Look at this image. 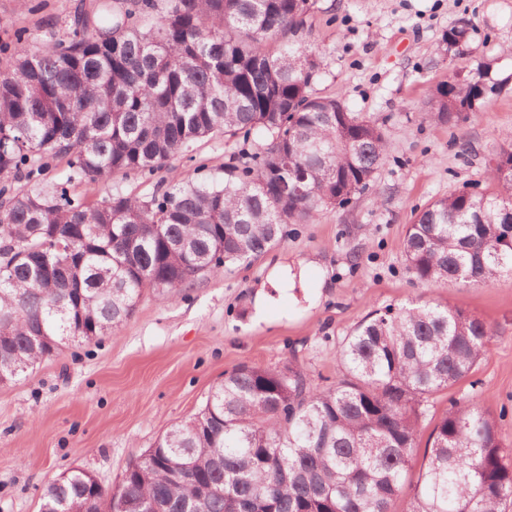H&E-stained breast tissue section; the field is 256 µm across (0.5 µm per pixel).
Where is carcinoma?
<instances>
[{
	"instance_id": "carcinoma-1",
	"label": "carcinoma",
	"mask_w": 512,
	"mask_h": 512,
	"mask_svg": "<svg viewBox=\"0 0 512 512\" xmlns=\"http://www.w3.org/2000/svg\"><path fill=\"white\" fill-rule=\"evenodd\" d=\"M314 0H80L68 35L33 52L17 33L0 70V385L72 342L128 320L147 289L186 288L263 257L324 210L368 190L388 156L382 125L314 85L306 51ZM485 102L454 75L433 119ZM248 145L209 175L92 201L71 182L150 178L198 142ZM64 159L66 179L26 190ZM305 179L284 195L278 172ZM406 266L427 286L487 284L512 271V133L480 191L414 214ZM491 325L439 301L371 312L346 337L336 384L297 356L240 364L202 408L103 487L69 469L39 512H502L512 450L495 413L453 404L435 419L417 480L408 471L433 397L486 355Z\"/></svg>"
}]
</instances>
